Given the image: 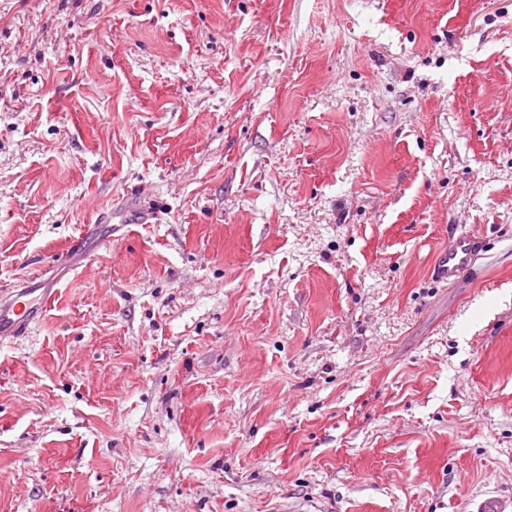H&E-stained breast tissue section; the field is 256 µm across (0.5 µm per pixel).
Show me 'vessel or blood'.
<instances>
[{
	"label": "vessel or blood",
	"instance_id": "vessel-or-blood-1",
	"mask_svg": "<svg viewBox=\"0 0 512 512\" xmlns=\"http://www.w3.org/2000/svg\"><path fill=\"white\" fill-rule=\"evenodd\" d=\"M475 253L476 246L471 237L454 239L435 261V278L446 283L456 281L472 267ZM55 295L54 280L43 278L27 282L23 288L12 293L8 300H0V339L27 335Z\"/></svg>",
	"mask_w": 512,
	"mask_h": 512
}]
</instances>
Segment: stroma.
Returning <instances> with one entry per match:
<instances>
[{
  "instance_id": "35a3bbf8",
  "label": "stroma",
  "mask_w": 512,
  "mask_h": 512,
  "mask_svg": "<svg viewBox=\"0 0 512 512\" xmlns=\"http://www.w3.org/2000/svg\"><path fill=\"white\" fill-rule=\"evenodd\" d=\"M77 240L0 512L512 497V0H0V293ZM476 246L469 236H461L444 249L437 257L434 277L441 282L452 283L468 271L474 263Z\"/></svg>"
}]
</instances>
